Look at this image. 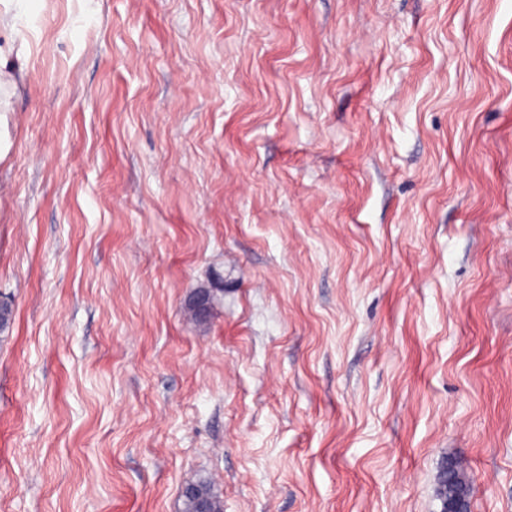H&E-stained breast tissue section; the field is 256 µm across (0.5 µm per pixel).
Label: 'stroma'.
Returning a JSON list of instances; mask_svg holds the SVG:
<instances>
[{
  "label": "stroma",
  "instance_id": "stroma-1",
  "mask_svg": "<svg viewBox=\"0 0 512 512\" xmlns=\"http://www.w3.org/2000/svg\"><path fill=\"white\" fill-rule=\"evenodd\" d=\"M14 47L0 512H440L450 461L512 512V0H26Z\"/></svg>",
  "mask_w": 512,
  "mask_h": 512
}]
</instances>
